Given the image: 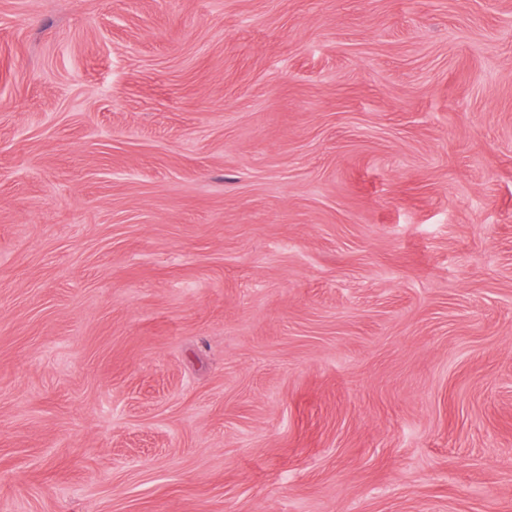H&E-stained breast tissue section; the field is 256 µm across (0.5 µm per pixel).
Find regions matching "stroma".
I'll return each instance as SVG.
<instances>
[{"instance_id":"obj_1","label":"stroma","mask_w":512,"mask_h":512,"mask_svg":"<svg viewBox=\"0 0 512 512\" xmlns=\"http://www.w3.org/2000/svg\"><path fill=\"white\" fill-rule=\"evenodd\" d=\"M0 512H512V0H0Z\"/></svg>"}]
</instances>
